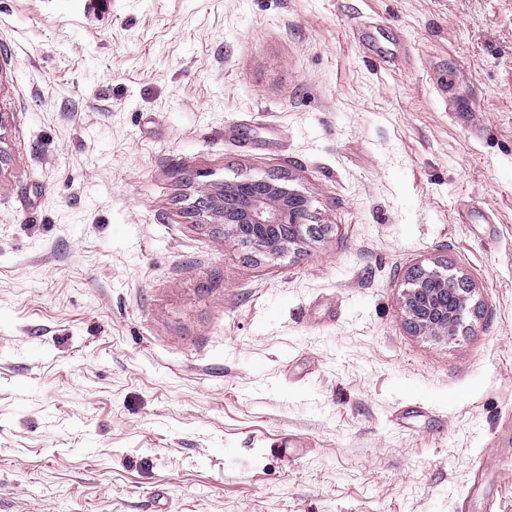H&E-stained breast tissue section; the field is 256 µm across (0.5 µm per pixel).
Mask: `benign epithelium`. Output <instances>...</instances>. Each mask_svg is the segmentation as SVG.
I'll return each mask as SVG.
<instances>
[{"instance_id": "obj_1", "label": "benign epithelium", "mask_w": 512, "mask_h": 512, "mask_svg": "<svg viewBox=\"0 0 512 512\" xmlns=\"http://www.w3.org/2000/svg\"><path fill=\"white\" fill-rule=\"evenodd\" d=\"M202 207L210 212L224 232L238 242L276 256L304 236L320 230L308 223L306 196L286 182L243 179L224 182V186L201 197ZM448 268H418L410 274L405 309L414 327L431 336L451 338L467 307V288L459 285L455 296L436 287L448 282Z\"/></svg>"}]
</instances>
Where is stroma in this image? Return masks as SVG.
Returning <instances> with one entry per match:
<instances>
[{
	"instance_id": "stroma-1",
	"label": "stroma",
	"mask_w": 512,
	"mask_h": 512,
	"mask_svg": "<svg viewBox=\"0 0 512 512\" xmlns=\"http://www.w3.org/2000/svg\"><path fill=\"white\" fill-rule=\"evenodd\" d=\"M0 512H512V0H0ZM200 202L219 226L224 224V234L270 256L280 254L288 244L320 230L316 224H306L308 200L287 182L227 181L201 197ZM410 288L405 296V309L409 320L416 329L431 336L451 338L457 322L467 307V290L456 279L459 288L455 297L448 296L447 288H436L437 281H443L452 288L448 279V268H417L410 274ZM454 280V279H453Z\"/></svg>"
}]
</instances>
